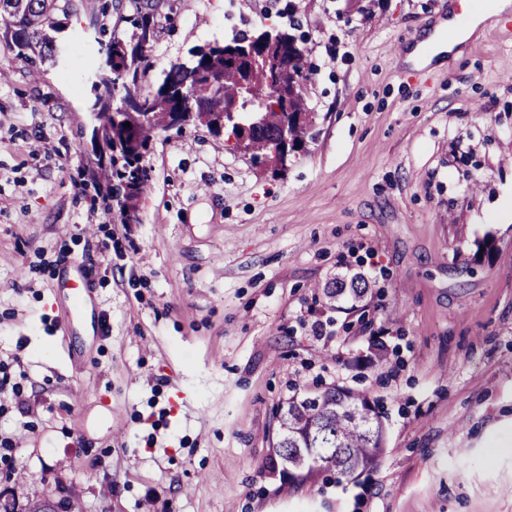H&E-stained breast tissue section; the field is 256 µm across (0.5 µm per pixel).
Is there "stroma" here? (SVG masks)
I'll list each match as a JSON object with an SVG mask.
<instances>
[{
    "mask_svg": "<svg viewBox=\"0 0 512 512\" xmlns=\"http://www.w3.org/2000/svg\"><path fill=\"white\" fill-rule=\"evenodd\" d=\"M461 0H160L150 87L193 48L300 38L312 138L255 163L158 134L121 223L88 171L84 79L128 0L0 82V478L71 512H512V25L408 60ZM96 305L67 317L66 262ZM362 277V300L324 289ZM366 393L377 465L289 487L276 410Z\"/></svg>",
    "mask_w": 512,
    "mask_h": 512,
    "instance_id": "1",
    "label": "stroma"
}]
</instances>
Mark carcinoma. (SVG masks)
Wrapping results in <instances>:
<instances>
[{"label": "carcinoma", "mask_w": 512, "mask_h": 512, "mask_svg": "<svg viewBox=\"0 0 512 512\" xmlns=\"http://www.w3.org/2000/svg\"><path fill=\"white\" fill-rule=\"evenodd\" d=\"M133 27L130 38L112 35L105 43L110 53V68L101 70L84 99L85 109L97 113L98 139L106 150H95L96 162L91 178L116 202L120 220L128 223L137 212L139 199L150 187L151 176L143 164L150 142L160 132L173 128L170 113L182 103L183 111L193 105L190 93L199 69L224 72L223 92L237 93L238 72L224 66V45L216 42L199 48V57L189 65L173 66L162 84L151 90L145 78L152 66L149 50L157 34L154 15L143 10V0H129ZM76 0H0V46L28 67L31 75L41 73L40 65L53 59L58 51L57 34L64 21L76 11ZM236 42L252 45L259 64L252 73L255 104L262 108L280 94L281 84L269 78L265 65L287 54L288 43L269 44L262 36H242ZM186 95H179V87ZM143 99V111L150 113L149 128L144 132L129 130L112 123L114 102L124 97ZM276 131V118L258 127L245 147L257 163H274L268 142ZM368 291L366 282L355 277L338 279L326 290V296L357 300ZM278 455L288 470V484L294 485L320 472H334L344 478L376 465L385 444L384 426L368 397L359 391L332 388L295 396L279 407Z\"/></svg>", "instance_id": "obj_1"}]
</instances>
